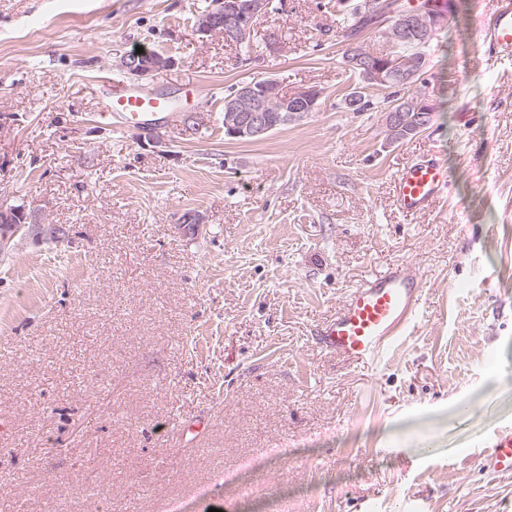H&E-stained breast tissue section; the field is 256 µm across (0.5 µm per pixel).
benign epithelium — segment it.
Segmentation results:
<instances>
[{"label": "benign epithelium", "instance_id": "7a95c632", "mask_svg": "<svg viewBox=\"0 0 512 512\" xmlns=\"http://www.w3.org/2000/svg\"><path fill=\"white\" fill-rule=\"evenodd\" d=\"M267 0H215V6L202 12L196 21L197 32L209 35L216 31L224 33V38L238 45L252 39L254 20L265 14ZM391 30L385 32L392 37V31L401 35H415L423 40L433 39L441 24V15L431 9L418 8L404 11L388 19ZM351 68L361 70L364 84L372 87L397 80L406 87L414 85L416 75L424 70L426 61L418 58L410 69L398 66L392 56L383 54L377 57L373 66L361 62V58H345ZM121 65L136 76L162 70L171 65V59L150 51L129 52L123 56ZM320 98L316 89H309L289 98H281L280 84L274 78L266 79L260 88L244 83L236 87L234 94L224 100V130L229 138L243 140L262 138L274 130L281 121H295L312 111ZM205 223L203 214L198 211L182 215L179 226L187 235ZM43 228L39 218L31 213H21L13 206L0 204V229L5 235H16L22 230L39 232Z\"/></svg>", "mask_w": 512, "mask_h": 512}]
</instances>
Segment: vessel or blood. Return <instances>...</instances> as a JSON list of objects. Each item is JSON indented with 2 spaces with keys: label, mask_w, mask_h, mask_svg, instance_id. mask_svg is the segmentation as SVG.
<instances>
[{
  "label": "vessel or blood",
  "mask_w": 512,
  "mask_h": 512,
  "mask_svg": "<svg viewBox=\"0 0 512 512\" xmlns=\"http://www.w3.org/2000/svg\"><path fill=\"white\" fill-rule=\"evenodd\" d=\"M500 56L512 58V0L483 29ZM96 92L101 117L123 125H143L148 117L168 113L169 100L122 87L104 78ZM445 175L438 159L429 156L403 166L394 179V197L407 215L421 213L440 198ZM425 282L412 264L399 263L367 278L350 291L336 314L311 333L315 344L353 367L373 368L413 332ZM480 464L488 473L512 475V428L497 431Z\"/></svg>",
  "instance_id": "vessel-or-blood-1"
}]
</instances>
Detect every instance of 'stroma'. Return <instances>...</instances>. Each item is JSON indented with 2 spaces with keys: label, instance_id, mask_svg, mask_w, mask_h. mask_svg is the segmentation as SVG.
<instances>
[{
  "label": "stroma",
  "instance_id": "35a3bbf8",
  "mask_svg": "<svg viewBox=\"0 0 512 512\" xmlns=\"http://www.w3.org/2000/svg\"><path fill=\"white\" fill-rule=\"evenodd\" d=\"M281 3L244 63L195 31L212 0H0V203L69 234L0 259V512H512V475L477 464L512 424V62L478 38L500 0H451L413 88L433 122L398 143L384 113L339 107L340 13ZM139 47L171 66L129 74ZM103 76L176 106L150 130L108 126ZM253 76L319 89L316 111L227 138L224 97ZM427 155L446 190L409 217L393 181ZM400 262L425 288L386 360L360 370L313 343ZM287 452L288 450L286 448H267L265 454L262 456L240 458L224 469L213 471L208 481L197 488V495L199 497H206L212 487L221 486L229 481L236 480L243 474L257 470L269 463L271 459L286 454Z\"/></svg>",
  "mask_w": 512,
  "mask_h": 512
}]
</instances>
